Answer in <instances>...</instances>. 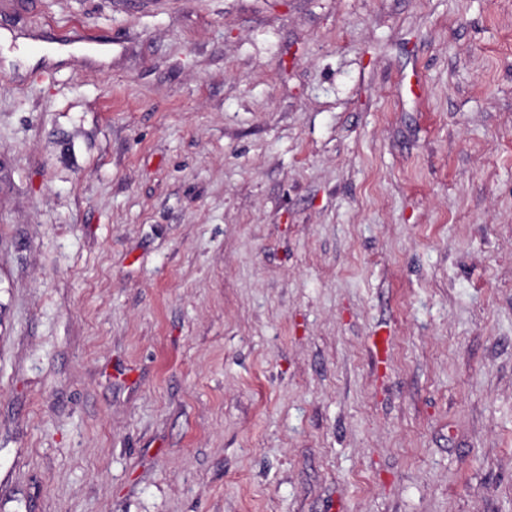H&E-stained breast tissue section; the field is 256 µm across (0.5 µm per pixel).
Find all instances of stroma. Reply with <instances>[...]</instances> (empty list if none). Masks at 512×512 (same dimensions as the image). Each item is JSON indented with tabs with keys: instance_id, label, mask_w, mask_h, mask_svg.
<instances>
[{
	"instance_id": "35a3bbf8",
	"label": "stroma",
	"mask_w": 512,
	"mask_h": 512,
	"mask_svg": "<svg viewBox=\"0 0 512 512\" xmlns=\"http://www.w3.org/2000/svg\"><path fill=\"white\" fill-rule=\"evenodd\" d=\"M1 30L0 512H512V0Z\"/></svg>"
}]
</instances>
